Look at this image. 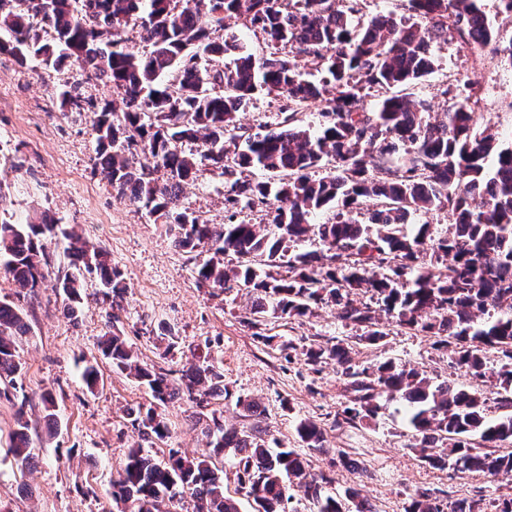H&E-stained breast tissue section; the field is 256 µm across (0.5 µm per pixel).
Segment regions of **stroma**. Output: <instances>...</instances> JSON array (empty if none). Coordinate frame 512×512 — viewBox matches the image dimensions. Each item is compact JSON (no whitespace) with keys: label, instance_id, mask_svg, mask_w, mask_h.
<instances>
[{"label":"stroma","instance_id":"35a3bbf8","mask_svg":"<svg viewBox=\"0 0 512 512\" xmlns=\"http://www.w3.org/2000/svg\"><path fill=\"white\" fill-rule=\"evenodd\" d=\"M432 52L434 70L414 86L415 98L427 100L433 113L444 112V88L468 77L481 91L478 126H492L503 140L512 139V68L490 49L464 45L453 36ZM76 84L96 100L112 96L104 84L84 83L79 64L53 70L34 61L23 67L13 56L0 54V221L51 218L55 231L45 245L55 270L66 264V234L105 249L126 294L111 305L96 277H88L74 320L53 280L44 282L37 300L16 298L32 326L18 353L35 457L23 472L6 457L16 408L0 397V507L5 512H119L112 481L129 449L143 448L162 462L172 448L188 455L204 451L203 431L212 418L228 428L249 425L236 405L240 397L259 401L271 434L303 453L311 474L328 477L326 493L356 489L375 512H404L409 497L424 489L448 504L480 501L485 512L512 497L510 473L492 477L422 461L399 402H385L376 419L337 424L346 402L343 378L335 362L309 364V348L342 341L354 345V361L362 366L392 360L419 369L437 384L468 385L472 379L453 368L451 350L435 348L431 338L391 322L385 323L387 335L379 343H356L357 329L327 306L300 319L271 318L252 328L246 322L247 296L234 290L215 295L198 287L190 254L175 247L146 210L117 197L96 163L90 114L60 108L61 91ZM180 203L206 223H224L220 169L201 165L196 180L184 186ZM114 327L148 364L178 371L214 358L224 371L229 398L201 407L185 399L169 401L160 408L169 437L144 441L128 411L149 406L152 396L105 361L100 341ZM266 335L275 336V345L263 343ZM88 363L99 365L102 373L93 391L81 377ZM47 392L55 398L51 421L41 401ZM304 420L321 427L322 447L310 449L301 442L297 427ZM343 453L356 468L340 464Z\"/></svg>","mask_w":512,"mask_h":512}]
</instances>
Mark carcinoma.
<instances>
[{"label": "carcinoma", "instance_id": "obj_1", "mask_svg": "<svg viewBox=\"0 0 512 512\" xmlns=\"http://www.w3.org/2000/svg\"><path fill=\"white\" fill-rule=\"evenodd\" d=\"M407 3L410 20L381 14L355 25L356 0H80L78 7L74 0H0V53L22 66L37 60L57 68L72 59L85 82L112 89L116 98L98 103L75 86L62 92L60 106L92 114L96 161L120 198L166 226L174 246L188 253L209 247L212 255L195 264L198 286L245 292L250 323L305 317L330 303L340 321L363 330L359 340L374 344L387 336L379 309L397 326L453 347L454 364L477 379L486 377L484 349L497 348L502 359L492 376L504 413L494 420L487 419L486 392L478 386L435 384L391 360L360 367L352 362L353 347L342 342L307 351L312 365L336 362L349 393L343 422L377 417L387 395L405 404L421 435L423 461L445 467L452 456L462 470L496 476L512 472V449L500 450L512 443V142L503 144L488 125L477 128L471 81L451 95L439 118L407 94L383 98L372 112L360 111L359 102L367 88H407L432 73L435 42L454 35L488 47L498 36L478 0ZM231 17L261 29L271 51L257 57L232 33L215 37ZM131 25L139 28L134 44L124 37ZM303 60L320 78L304 71ZM260 92L285 104L275 128L250 134L237 115ZM313 104L325 118L316 132L298 119ZM185 143L196 151L185 152ZM133 145L144 154L139 165L129 157ZM205 161L226 177L224 224H206L178 207L184 185ZM242 168L264 178L242 179ZM320 168L328 173L312 176ZM271 196L278 205L266 223L236 221L244 209L268 207ZM367 202L369 223L359 224L353 212ZM328 210L331 219L313 222ZM432 210L448 212V230L437 237L428 224L406 231L411 215ZM53 229L45 218L0 222V266L16 294L37 298L51 268L43 240ZM306 240L317 249L290 252ZM66 252L71 272L54 288L70 318L77 319L87 274L97 276L105 296L123 298L120 274L104 250L73 234ZM229 253L237 257L231 266L224 264ZM282 266L287 274L279 278L263 272ZM360 293L372 294L378 309L353 299ZM31 332L26 314L1 298L0 382L22 394L7 454L21 470L33 453L16 347ZM102 354L150 389L155 404L133 419L147 440L169 435L160 405L178 397L198 406L206 397H229L212 361L172 379L164 368L140 363L118 333L106 337ZM297 432L307 447H322L316 423L301 422ZM205 436L208 451L192 457L172 451L164 463L130 449L112 485L121 512H164L180 489L190 492L195 512H240L224 494V468L215 463L227 449L253 512H287L293 483L315 512H372L354 489L342 498L325 493L330 480L311 475L308 460L269 439L260 420L239 430L215 417ZM439 442L448 454L433 451ZM404 512L444 508L423 490Z\"/></svg>", "mask_w": 512, "mask_h": 512}]
</instances>
